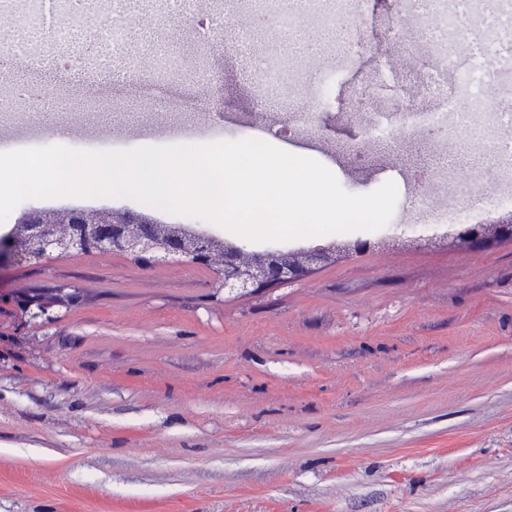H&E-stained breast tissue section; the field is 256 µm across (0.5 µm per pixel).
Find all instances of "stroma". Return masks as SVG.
Returning <instances> with one entry per match:
<instances>
[{"instance_id":"stroma-1","label":"stroma","mask_w":512,"mask_h":512,"mask_svg":"<svg viewBox=\"0 0 512 512\" xmlns=\"http://www.w3.org/2000/svg\"><path fill=\"white\" fill-rule=\"evenodd\" d=\"M370 13L366 51L332 78L308 126L293 63H334L351 13L333 32L288 31L277 14L236 23L225 0L201 15L168 0L124 47L180 62L165 83L62 74L38 59L48 29L20 19L23 49L0 45V98L24 84L56 95L0 115V137L52 145L61 120L74 149L206 144L253 137L258 116L273 139L293 121L350 193L394 181L401 208L420 175L477 171L495 184L489 148L466 142L467 90L452 74L463 142L453 156L424 134L356 153L372 58L398 53L405 36L391 0H371ZM256 55L288 93L257 81ZM73 207L147 209L127 197L31 199L0 221V239L28 210ZM343 238L372 247L244 296L216 292L212 270L117 253L1 270L0 512H512V241L449 246L422 210ZM49 288L74 296L54 321L20 311L19 294Z\"/></svg>"}]
</instances>
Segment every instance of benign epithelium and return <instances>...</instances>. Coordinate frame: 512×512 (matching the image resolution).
Here are the masks:
<instances>
[{
    "instance_id": "1",
    "label": "benign epithelium",
    "mask_w": 512,
    "mask_h": 512,
    "mask_svg": "<svg viewBox=\"0 0 512 512\" xmlns=\"http://www.w3.org/2000/svg\"><path fill=\"white\" fill-rule=\"evenodd\" d=\"M30 238L29 252L19 253L14 244L0 240V268L19 257L41 259L48 254L120 252L136 257L149 255L154 264L189 263L217 268L213 288L227 295L253 294L262 288L288 285L303 279L310 271L337 262L361 248L352 246L335 251L327 246L291 255L286 249L270 248L250 253L241 246L224 245L218 263L212 262L211 244L216 238L201 232L176 228L169 232L141 213L100 212L71 209L62 213L43 210L26 212L20 220ZM453 245L461 249L484 248L485 239L468 229L458 232Z\"/></svg>"
}]
</instances>
